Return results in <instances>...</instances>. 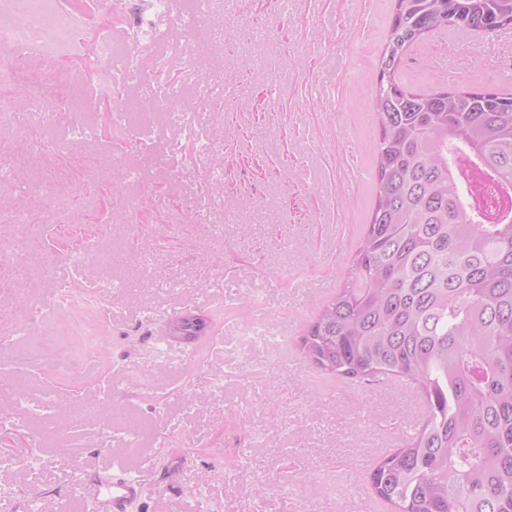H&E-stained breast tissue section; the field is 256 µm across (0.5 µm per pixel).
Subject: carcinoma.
<instances>
[{"label":"carcinoma","instance_id":"1","mask_svg":"<svg viewBox=\"0 0 512 512\" xmlns=\"http://www.w3.org/2000/svg\"><path fill=\"white\" fill-rule=\"evenodd\" d=\"M512 26V0H394L372 95L376 200L303 358L416 385L422 425L374 468L398 512H512V95L418 93L403 51L445 28Z\"/></svg>","mask_w":512,"mask_h":512}]
</instances>
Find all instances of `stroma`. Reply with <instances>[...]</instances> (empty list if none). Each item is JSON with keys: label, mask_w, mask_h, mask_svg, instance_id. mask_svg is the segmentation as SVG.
Here are the masks:
<instances>
[{"label": "stroma", "mask_w": 512, "mask_h": 512, "mask_svg": "<svg viewBox=\"0 0 512 512\" xmlns=\"http://www.w3.org/2000/svg\"><path fill=\"white\" fill-rule=\"evenodd\" d=\"M188 8L149 9L162 41L123 20L112 40L131 98L164 102L158 65L178 59L197 135L175 111L148 151L122 129L81 136L23 112L0 130L29 144L0 158L13 186L0 196V314L30 326L0 342V375L16 376L0 392V507L89 512L82 488L121 467L141 487L127 512H394L369 477L422 410L398 380L353 385L300 350L374 204L371 97L393 0H212L219 76ZM80 51L66 76L95 79L105 108L112 61ZM492 63L512 66V26L429 33L399 76L421 92L478 90L493 87ZM215 152L224 174L207 181ZM19 234L23 251L5 249ZM186 313L206 321L190 342L170 333Z\"/></svg>", "instance_id": "1"}]
</instances>
